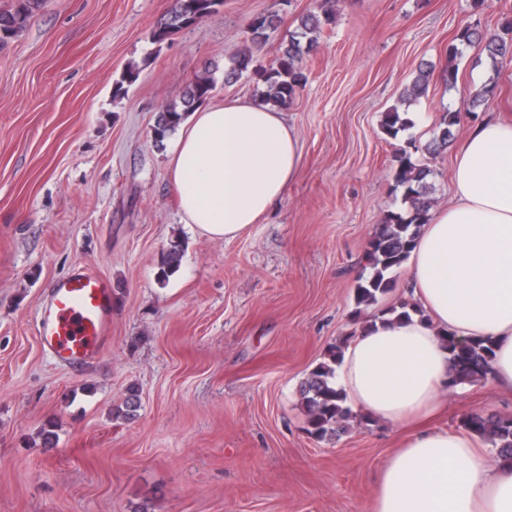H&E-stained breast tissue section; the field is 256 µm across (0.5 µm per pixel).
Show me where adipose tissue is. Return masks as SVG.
I'll return each instance as SVG.
<instances>
[{
  "label": "adipose tissue",
  "instance_id": "obj_1",
  "mask_svg": "<svg viewBox=\"0 0 512 512\" xmlns=\"http://www.w3.org/2000/svg\"><path fill=\"white\" fill-rule=\"evenodd\" d=\"M281 112L238 100L185 116L168 165L185 223L213 240L265 219L298 171ZM408 258L417 307L385 315L346 347L336 382L373 419L408 428L379 473L371 512H512V462L433 425L451 374L443 334L494 344V381L512 390V120L475 122Z\"/></svg>",
  "mask_w": 512,
  "mask_h": 512
}]
</instances>
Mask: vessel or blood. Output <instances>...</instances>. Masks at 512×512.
<instances>
[{
  "mask_svg": "<svg viewBox=\"0 0 512 512\" xmlns=\"http://www.w3.org/2000/svg\"><path fill=\"white\" fill-rule=\"evenodd\" d=\"M111 315L110 281L85 267H76L56 282L37 314L40 347L59 365L87 363L105 347Z\"/></svg>",
  "mask_w": 512,
  "mask_h": 512,
  "instance_id": "b4317fda",
  "label": "vessel or blood"
}]
</instances>
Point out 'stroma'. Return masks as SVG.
I'll return each instance as SVG.
<instances>
[{
    "instance_id": "35a3bbf8",
    "label": "stroma",
    "mask_w": 512,
    "mask_h": 512,
    "mask_svg": "<svg viewBox=\"0 0 512 512\" xmlns=\"http://www.w3.org/2000/svg\"><path fill=\"white\" fill-rule=\"evenodd\" d=\"M321 0H224L163 43L152 32L172 0H43L0 50V512H370L378 471L401 447L396 426L358 414L345 433L304 432L300 385L340 338L363 327L354 288L368 241L393 208L392 156L426 144L447 108L497 81L477 116L512 118V64L448 45L471 23L497 28L512 0H337L307 76L283 116L299 171L266 219L231 240L184 223L168 170L171 140L155 142L159 109L210 68L212 102L257 101L252 74L224 66L258 13L281 22L256 50L270 64ZM140 67L122 95L113 84ZM427 94L398 138L380 128L420 67ZM419 151L452 200V163L472 124ZM179 271L158 277L171 242ZM79 265L112 283V332L79 369L56 364L35 317L53 284ZM135 418L113 420L129 387ZM478 412L512 418V393L493 382L449 389L438 426ZM55 421V437L43 429Z\"/></svg>"
}]
</instances>
